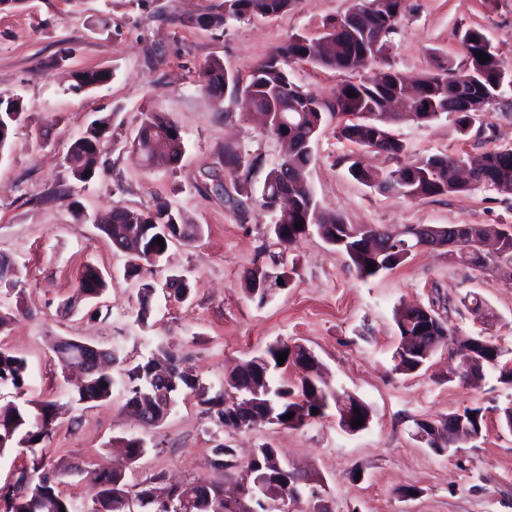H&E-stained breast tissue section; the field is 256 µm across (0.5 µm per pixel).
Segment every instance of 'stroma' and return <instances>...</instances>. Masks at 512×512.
<instances>
[{"label": "stroma", "mask_w": 512, "mask_h": 512, "mask_svg": "<svg viewBox=\"0 0 512 512\" xmlns=\"http://www.w3.org/2000/svg\"><path fill=\"white\" fill-rule=\"evenodd\" d=\"M216 0H25L0 9V95L21 98L25 120L0 156V252L21 277L23 314L0 332V347L27 361L23 391L31 400H56L66 409L48 443L53 464L65 467L114 461L116 438L140 437L146 453L124 466L137 484L156 474L187 482H219L232 491L237 472L211 466L215 442L247 459L259 444L278 448L292 469L322 479L333 512H512V435L498 428L496 410L512 400V385L487 372L480 385L460 378L458 356L439 349L414 374L394 369L399 342L397 308L417 304L447 319L457 334L489 336L512 351V281L418 251L397 268L367 279L319 235L276 245L272 215L260 205L267 171L284 148L259 126L243 121L232 98L214 101L197 74L221 59L241 79L291 35L318 37L326 17L343 14L349 0H295L276 17L231 20L218 29L184 25ZM107 27H99V18ZM478 28L512 68V0H408L406 16L391 37L389 57L402 73L417 76L434 55L460 59L466 29ZM107 68L112 79L88 93L73 92L74 73ZM152 110L180 128L186 151L178 166L145 169L131 148L142 112ZM108 118L95 178L76 197L65 160L70 142L91 120ZM412 157L472 156L512 147V91L467 134L452 120L404 119L391 127ZM253 160L248 176L230 175L224 149ZM379 172L398 160L361 149L337 135L328 120L313 144L307 183L321 207L349 224L397 229L418 224H511L512 195L479 189L465 195L409 199L354 180L348 166L358 156ZM167 201L204 233L189 244L170 245L166 259L125 276L127 256L96 228L94 215L119 205L141 211ZM296 270L288 288L265 303L250 298L246 271L274 256ZM109 273L98 313L88 304L64 314L86 264ZM186 275L191 292L177 300L166 278ZM155 283L147 321L136 317L140 283ZM480 296L481 309L471 299ZM72 336L115 349L118 385L109 401L83 409L68 406L71 382L52 346ZM311 349L330 388L366 401L367 429L351 435L328 416L299 429L262 424L226 428L212 437V419L197 397L186 395L155 428L125 406L126 364L140 362L158 345L171 347L182 367L208 385L223 386L242 362L277 341ZM486 411L482 438L460 442L453 454H437L411 436L417 419L438 420L464 407ZM360 479H353V472ZM414 488L404 496V488Z\"/></svg>", "instance_id": "35a3bbf8"}]
</instances>
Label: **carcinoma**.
Wrapping results in <instances>:
<instances>
[{
  "label": "carcinoma",
  "mask_w": 512,
  "mask_h": 512,
  "mask_svg": "<svg viewBox=\"0 0 512 512\" xmlns=\"http://www.w3.org/2000/svg\"><path fill=\"white\" fill-rule=\"evenodd\" d=\"M295 0H219L216 7L202 14L205 26L220 27L229 19L244 20L252 17H269L287 12ZM407 0H350L347 11L337 17H329L322 23V33L315 39L293 35L278 46L264 59L259 61L247 82L242 80L218 58L210 60L198 73V83L202 90L221 100L225 95L243 97L250 110L246 118L262 126L275 135L280 125L278 119L286 116L292 126L309 135L314 142L327 116L339 118V136L361 148H371L378 131L387 130L389 117V98L395 91H403L404 84L411 88L419 87L427 92L440 91L429 103V113L438 119L445 115L453 119L459 133L472 122L482 120L483 114L467 111L465 100L458 90L470 86L482 92L485 99V111L490 112L502 104L505 88H512V69L506 68L493 45H484L488 40L485 33L478 29H467L461 40L462 60L437 56L433 69L415 78H404L390 63L387 52L391 34L395 33L398 21L406 15ZM380 35L373 59L382 66V76L361 77L356 81L346 79L336 85L332 95L324 99L296 84L290 77L288 68L296 61L308 62L316 67L347 74L354 71V58L362 50L370 49L371 33ZM489 56V60H479V54ZM112 80V71L107 69L85 70L74 74L75 89L86 85H95ZM357 96L350 97L348 93ZM25 114L22 101L6 102L0 106L3 125L19 126ZM104 121L99 119L90 123L84 133L70 144L67 157L79 162L73 171V177L81 182L91 181L97 172L101 140L104 135ZM176 124L166 116L155 111L142 113V118L133 141V146L141 153L147 165H153L163 159L169 165H177L184 156L185 143L182 135L173 133ZM379 152L392 158H400L406 152L404 143L390 139L379 145ZM311 161V152L300 148L288 155L276 166L268 170L261 193L262 206L273 213L274 221L270 229L277 244L285 246L294 239L307 235L311 231L344 223V220L332 213L323 211L308 184H300L301 176ZM247 163L241 152L227 148L224 150V164L232 174L237 173ZM467 163L485 173L487 178L475 184L457 179L458 164ZM351 176L370 187H389L391 182L399 183L400 194L410 199L429 198L440 195L467 194L478 189L500 191L504 182L512 183V147L490 148L478 155L456 158L444 154H431L417 157L386 174H378L368 169L358 168V162L349 166ZM288 187L293 199L288 208L276 204L275 196L283 187ZM314 220L302 228H295L296 221L305 217ZM100 231L112 242V245L129 256L127 275H140L141 263L156 264L164 255L165 249L154 243L161 238L164 245L173 239L191 243L202 235V226L188 224L181 213L166 202H159L152 210L137 211L123 206L112 208V221L99 225ZM476 232L495 242L496 248L480 257L471 252L458 264L480 268L483 259H496L512 263V230L499 224H479ZM394 230L376 225L374 236L366 247L352 255L345 247H338L329 236L323 239L329 242L339 253L346 255L355 266L358 274L364 278L376 276L402 265L408 256L396 245L391 251L380 254L377 249L381 242L390 239ZM380 262V268L369 272L370 263ZM267 265H255L247 272L245 289L250 297L258 302L266 301L265 293H274L279 283L266 289L256 287V280L262 276ZM20 277L11 259L0 253V294L9 295L17 290ZM108 282L103 273L92 265L79 279L77 291L87 300L99 298ZM155 288L151 282L141 284L136 315L139 321L147 320L151 312L150 296ZM87 351L85 342L61 338L57 341L55 352L62 364L68 363L74 352ZM288 353L284 365L292 364L294 350L291 345L276 342L265 353L245 361L224 381V387L218 390L203 385L199 379L180 368L174 351L166 346L158 347L152 355L142 362L129 366L125 370L124 390L126 405L134 408L141 421L149 426L160 425L167 417V407L177 402L186 391L198 398L204 412L216 420V425L224 427L227 412L234 400L255 399L247 389L256 368L264 363L271 366L267 373L268 383L272 387L270 410L278 424L289 428H300L311 421L328 416V404L323 394L321 382L308 376L299 378L300 386H288V380L276 376L282 369L278 354ZM107 367L85 376L84 385L70 402L80 405L95 404L111 398L115 380L109 371V365L116 362L113 352L98 349ZM395 369L403 373H415L422 369L427 359L410 354L403 356L394 351ZM497 369L502 382L512 384V366L501 361L495 352L489 354L482 366L465 365L462 378L468 382H479L486 372ZM27 376V361L7 350L0 349V386H10L17 394ZM319 413L312 414V409ZM63 406L56 401H32L21 399L0 403V455L15 448L23 447L32 456V466H24L13 475L7 484V491L0 495V508L3 512H129L128 500L142 492L140 486L129 487L124 474L112 468V463H95L79 472L82 481L97 489L95 497L89 502L77 500L63 493L61 487L70 483L68 475L53 469L46 463V441L54 432V425ZM291 413L293 417L285 420L283 416ZM464 418L470 431L483 435L486 427V414L481 407H466L454 412ZM126 456L130 462H136L145 452L146 444L140 438L122 440ZM213 466L218 471L241 468V472L254 474L268 468L269 460L277 450L268 444L259 446L256 456L244 466H239L234 450L218 444L212 448ZM196 490V482L172 486L168 489L167 500L148 502L139 506V512H200L191 505Z\"/></svg>",
  "instance_id": "cac0c4a2"
}]
</instances>
